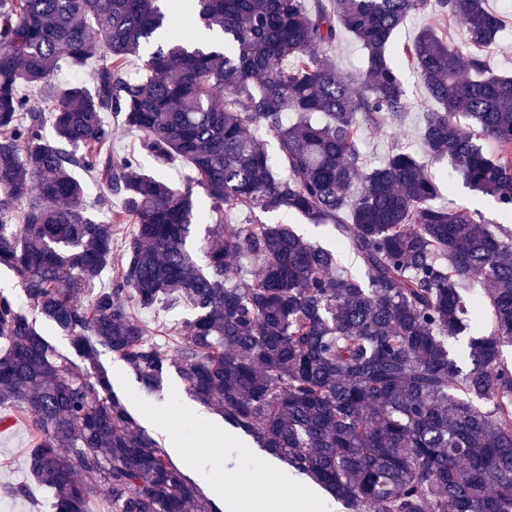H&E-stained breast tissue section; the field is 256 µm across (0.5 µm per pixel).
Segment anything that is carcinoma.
I'll use <instances>...</instances> for the list:
<instances>
[{"label": "carcinoma", "instance_id": "obj_1", "mask_svg": "<svg viewBox=\"0 0 512 512\" xmlns=\"http://www.w3.org/2000/svg\"><path fill=\"white\" fill-rule=\"evenodd\" d=\"M429 13L462 20L468 45L433 27L394 44ZM502 29L485 0H0V268L23 293L0 292V427L29 425V470L55 512H88L94 493L111 512H215L113 392L102 348L147 394L176 370L348 512H512V225L434 205L428 171L448 160L512 217V75L480 52ZM346 34L365 54L349 77L330 55ZM103 48L92 84L52 83ZM404 69L433 102L425 157L369 170L363 129L403 126ZM23 87L52 102L54 141ZM105 112L141 150L188 163L202 196L112 152ZM75 169L106 186L105 218L82 206ZM279 210L333 226L361 273L289 224L223 223ZM241 256L260 272L231 273ZM474 283L483 294H466ZM130 299L190 305L175 356ZM463 335L466 372L448 351ZM438 23L439 21L430 15H413L397 31L395 41L398 43L411 42L423 27Z\"/></svg>", "mask_w": 512, "mask_h": 512}]
</instances>
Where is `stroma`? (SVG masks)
<instances>
[{"instance_id":"35a3bbf8","label":"stroma","mask_w":512,"mask_h":512,"mask_svg":"<svg viewBox=\"0 0 512 512\" xmlns=\"http://www.w3.org/2000/svg\"><path fill=\"white\" fill-rule=\"evenodd\" d=\"M487 5L501 15L504 25L497 44L487 52L489 66L496 71L511 72L512 0H487ZM404 81L408 103L405 125L400 129L384 126L366 131L364 152L369 165H377L398 146L416 151L421 148L415 130L432 102L415 75L405 74ZM111 124L115 131L114 152L137 155L145 168L159 173L173 185L184 186L192 181L193 171L189 165L178 160L157 162L140 152L138 133L125 130L119 118H112ZM430 171L441 187L438 205L449 209H476L482 212L485 221H496L494 201L469 191L461 182L452 181L447 162L433 164ZM100 360L112 375L114 391L126 400L132 415L167 450L172 463L214 503L218 512H231L233 504L255 492L258 461L264 458V449L256 447L245 435H234L233 440L241 452V467L234 477L225 478L223 449L205 445L208 432L225 430L224 420L194 399L187 383L177 373H170L160 391L149 395L141 391L129 368L111 352H102ZM33 445V434L23 420H16L8 429L0 430V512H52L51 492L36 484L29 471L28 459ZM18 484L29 485V497L14 498L6 494V487Z\"/></svg>"}]
</instances>
